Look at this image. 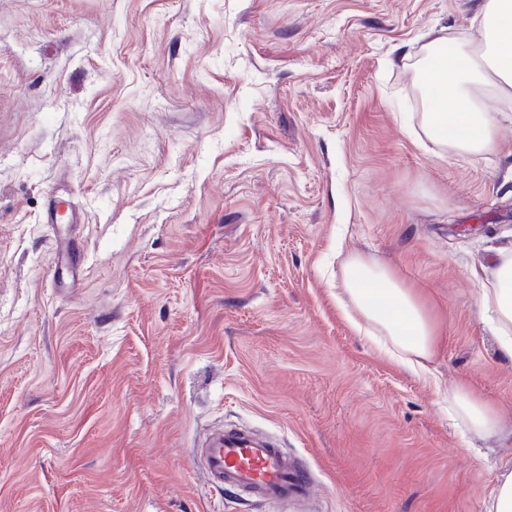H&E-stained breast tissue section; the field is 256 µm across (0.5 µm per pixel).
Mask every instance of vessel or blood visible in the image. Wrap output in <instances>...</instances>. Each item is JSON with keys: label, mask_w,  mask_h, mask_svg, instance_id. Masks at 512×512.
<instances>
[{"label": "vessel or blood", "mask_w": 512, "mask_h": 512, "mask_svg": "<svg viewBox=\"0 0 512 512\" xmlns=\"http://www.w3.org/2000/svg\"><path fill=\"white\" fill-rule=\"evenodd\" d=\"M193 458L206 484L243 499L277 508L307 500L313 488L309 471L289 457L277 441L226 426L211 434Z\"/></svg>", "instance_id": "obj_1"}]
</instances>
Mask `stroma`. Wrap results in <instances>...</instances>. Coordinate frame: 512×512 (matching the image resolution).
I'll list each match as a JSON object with an SVG mask.
<instances>
[{"label": "stroma", "instance_id": "stroma-1", "mask_svg": "<svg viewBox=\"0 0 512 512\" xmlns=\"http://www.w3.org/2000/svg\"><path fill=\"white\" fill-rule=\"evenodd\" d=\"M484 2L0 0V512H265L192 464L230 423L309 464L303 512H487L512 102L485 99L484 157L417 99L430 36L476 37ZM354 255L418 294L424 369L346 315ZM453 401L459 413L475 432L490 434L496 431L498 418L489 403L475 397L463 386L455 390Z\"/></svg>", "mask_w": 512, "mask_h": 512}]
</instances>
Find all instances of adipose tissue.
<instances>
[{"label": "adipose tissue", "mask_w": 512, "mask_h": 512, "mask_svg": "<svg viewBox=\"0 0 512 512\" xmlns=\"http://www.w3.org/2000/svg\"><path fill=\"white\" fill-rule=\"evenodd\" d=\"M479 39L483 53L478 60L447 37L430 40L436 60L425 69L423 82L439 88L441 95L423 113L422 128L431 141L450 150L489 156L499 151L498 124L481 98L490 93L512 98V0H486ZM343 274L355 310L388 337L392 359L413 364L432 355L435 329L411 289L359 256L347 260ZM481 306L496 314L499 347L512 356V251L502 253L491 286L482 291ZM453 401L475 432L496 431L498 418L489 403L462 386Z\"/></svg>", "instance_id": "1"}]
</instances>
